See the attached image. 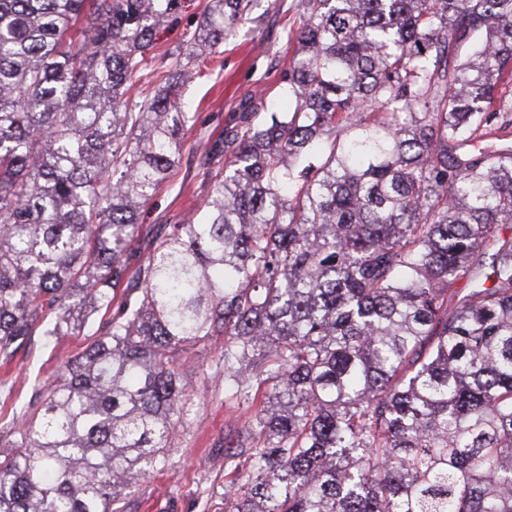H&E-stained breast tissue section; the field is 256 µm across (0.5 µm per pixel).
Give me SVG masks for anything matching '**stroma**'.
<instances>
[{
	"instance_id": "35a3bbf8",
	"label": "stroma",
	"mask_w": 512,
	"mask_h": 512,
	"mask_svg": "<svg viewBox=\"0 0 512 512\" xmlns=\"http://www.w3.org/2000/svg\"><path fill=\"white\" fill-rule=\"evenodd\" d=\"M298 2L253 0L249 21L237 24L205 62L204 77L181 86V100L195 118L183 133L168 180L140 210L144 238L160 225L182 223L210 196V171L230 160L229 151L219 148L228 131L245 120L260 122L280 104ZM206 4L182 0L180 10L161 24L154 48L160 75L168 74L171 54L186 52ZM89 342L83 335L49 343L35 336L0 364V421L23 414L34 399V380L54 381ZM223 349V337L214 336L182 352L191 399L162 452L165 467L138 477L124 498L125 512H224V437L241 430L255 409L225 406L224 379L215 373Z\"/></svg>"
}]
</instances>
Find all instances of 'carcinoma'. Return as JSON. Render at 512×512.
<instances>
[{
	"mask_svg": "<svg viewBox=\"0 0 512 512\" xmlns=\"http://www.w3.org/2000/svg\"><path fill=\"white\" fill-rule=\"evenodd\" d=\"M251 2L208 0L190 55ZM179 4L0 0V361L95 336L0 437V512H121L211 336L259 402L224 512H512V0H300L294 106L143 255L194 116L128 82Z\"/></svg>",
	"mask_w": 512,
	"mask_h": 512,
	"instance_id": "1",
	"label": "carcinoma"
}]
</instances>
